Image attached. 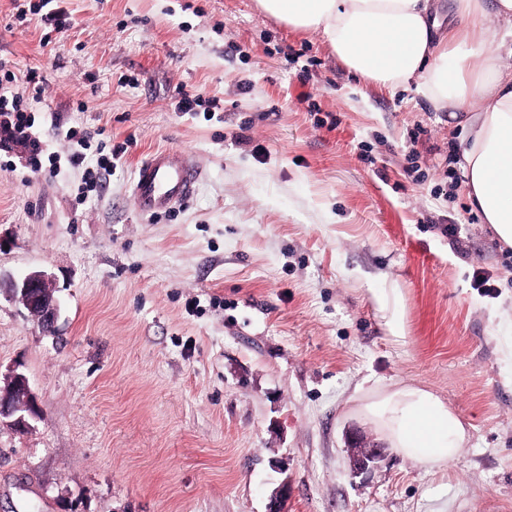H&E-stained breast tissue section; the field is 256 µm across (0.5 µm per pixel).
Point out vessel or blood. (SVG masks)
<instances>
[{
    "mask_svg": "<svg viewBox=\"0 0 512 512\" xmlns=\"http://www.w3.org/2000/svg\"><path fill=\"white\" fill-rule=\"evenodd\" d=\"M200 177V169L191 160L178 162L170 152H153L135 172L133 195L137 207L144 213L168 211L193 195Z\"/></svg>",
    "mask_w": 512,
    "mask_h": 512,
    "instance_id": "b4317fda",
    "label": "vessel or blood"
}]
</instances>
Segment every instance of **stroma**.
Here are the masks:
<instances>
[{
    "label": "stroma",
    "instance_id": "35a3bbf8",
    "mask_svg": "<svg viewBox=\"0 0 512 512\" xmlns=\"http://www.w3.org/2000/svg\"><path fill=\"white\" fill-rule=\"evenodd\" d=\"M0 0V60L47 76L34 129L129 141L99 193L0 147V280L52 279L54 333L0 291V374L39 416L0 427V512H512V247L467 195L460 112L359 80L256 0ZM52 48H43L44 37ZM210 110L178 111L179 89ZM202 176L132 194L153 151ZM400 306L405 342L392 338ZM417 385L469 438L428 470L358 412ZM381 448L353 475L351 437ZM201 170L190 160H174L167 150H159L144 159L135 172L133 195L144 213L166 212L194 193Z\"/></svg>",
    "mask_w": 512,
    "mask_h": 512
}]
</instances>
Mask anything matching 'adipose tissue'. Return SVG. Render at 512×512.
<instances>
[{
  "instance_id": "1",
  "label": "adipose tissue",
  "mask_w": 512,
  "mask_h": 512,
  "mask_svg": "<svg viewBox=\"0 0 512 512\" xmlns=\"http://www.w3.org/2000/svg\"><path fill=\"white\" fill-rule=\"evenodd\" d=\"M259 0L289 27L321 33L362 80L416 90L436 111L461 112L468 196L512 246V0ZM397 454L427 469L453 462L467 430L441 399L415 386L379 389L359 408Z\"/></svg>"
}]
</instances>
